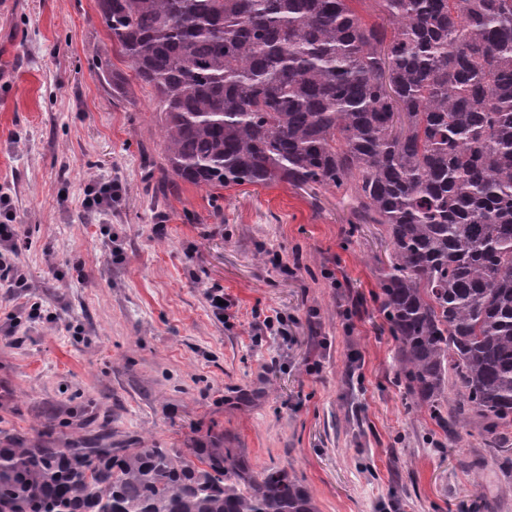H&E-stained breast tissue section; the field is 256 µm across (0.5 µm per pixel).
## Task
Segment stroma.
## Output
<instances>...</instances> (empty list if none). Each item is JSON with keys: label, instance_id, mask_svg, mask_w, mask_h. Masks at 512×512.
I'll list each match as a JSON object with an SVG mask.
<instances>
[{"label": "stroma", "instance_id": "obj_1", "mask_svg": "<svg viewBox=\"0 0 512 512\" xmlns=\"http://www.w3.org/2000/svg\"><path fill=\"white\" fill-rule=\"evenodd\" d=\"M105 54L129 72L95 0H0V194L29 272L0 288V430L218 438L253 470L287 469L319 512H512L489 435L448 437L397 378L375 299L384 226L351 225L320 187L158 191L153 91L113 92ZM96 180L124 188L110 212L82 205ZM35 303L49 314L33 322ZM275 313L283 329L264 326Z\"/></svg>", "mask_w": 512, "mask_h": 512}]
</instances>
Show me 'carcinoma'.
<instances>
[{"label":"carcinoma","mask_w":512,"mask_h":512,"mask_svg":"<svg viewBox=\"0 0 512 512\" xmlns=\"http://www.w3.org/2000/svg\"><path fill=\"white\" fill-rule=\"evenodd\" d=\"M369 3L367 22L353 3ZM153 89L171 185H315L386 226L397 375L512 451V0H96ZM100 79L123 91L110 58ZM0 436V512H319L237 448Z\"/></svg>","instance_id":"1"}]
</instances>
